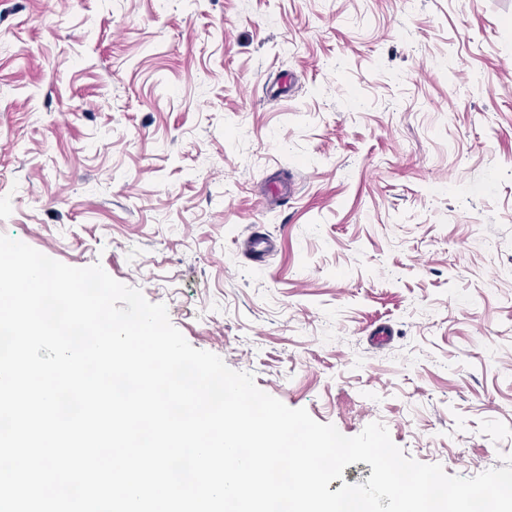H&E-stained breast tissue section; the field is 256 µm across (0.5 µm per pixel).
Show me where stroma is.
I'll return each instance as SVG.
<instances>
[{
	"mask_svg": "<svg viewBox=\"0 0 512 512\" xmlns=\"http://www.w3.org/2000/svg\"><path fill=\"white\" fill-rule=\"evenodd\" d=\"M0 234L344 435L502 468L512 0H0Z\"/></svg>",
	"mask_w": 512,
	"mask_h": 512,
	"instance_id": "stroma-1",
	"label": "stroma"
}]
</instances>
